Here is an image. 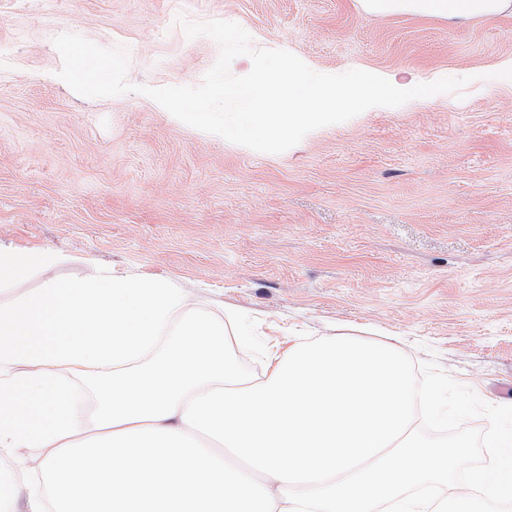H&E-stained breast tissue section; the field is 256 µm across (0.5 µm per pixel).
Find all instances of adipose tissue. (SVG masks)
<instances>
[{
	"label": "adipose tissue",
	"mask_w": 512,
	"mask_h": 512,
	"mask_svg": "<svg viewBox=\"0 0 512 512\" xmlns=\"http://www.w3.org/2000/svg\"><path fill=\"white\" fill-rule=\"evenodd\" d=\"M360 5L378 16L430 15L458 21L512 13V0H360Z\"/></svg>",
	"instance_id": "adipose-tissue-1"
}]
</instances>
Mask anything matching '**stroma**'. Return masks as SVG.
I'll return each mask as SVG.
<instances>
[{"label":"stroma","mask_w":512,"mask_h":512,"mask_svg":"<svg viewBox=\"0 0 512 512\" xmlns=\"http://www.w3.org/2000/svg\"><path fill=\"white\" fill-rule=\"evenodd\" d=\"M240 24L311 69L471 77L267 154L185 125L137 93L58 78L56 36L126 46L136 85H199L218 45L178 17ZM512 15L455 25L357 0H0V246L53 248L173 279L214 312L289 337L371 335L437 360L493 405L512 387Z\"/></svg>","instance_id":"35a3bbf8"}]
</instances>
